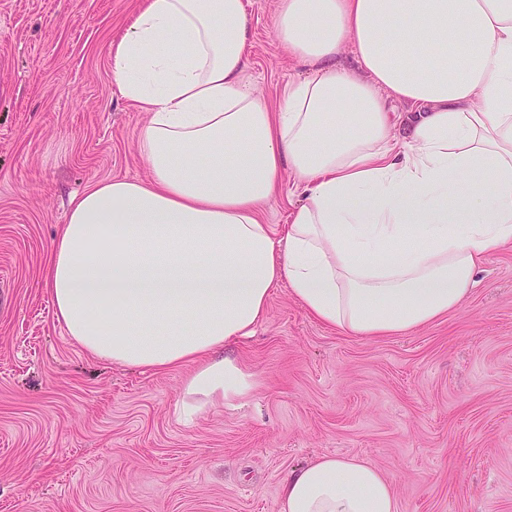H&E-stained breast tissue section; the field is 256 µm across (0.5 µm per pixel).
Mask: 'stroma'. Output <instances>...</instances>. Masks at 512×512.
<instances>
[{
    "instance_id": "obj_1",
    "label": "stroma",
    "mask_w": 512,
    "mask_h": 512,
    "mask_svg": "<svg viewBox=\"0 0 512 512\" xmlns=\"http://www.w3.org/2000/svg\"><path fill=\"white\" fill-rule=\"evenodd\" d=\"M138 0H0V512H280L278 485L321 455L391 480L399 512H512V245L459 308L407 334L357 337L273 288L224 357L243 400L178 421L186 370L88 355L43 280L72 194L147 180L146 116L112 81ZM280 0H246V79L270 108L306 69L279 48ZM290 174L260 209L282 231Z\"/></svg>"
}]
</instances>
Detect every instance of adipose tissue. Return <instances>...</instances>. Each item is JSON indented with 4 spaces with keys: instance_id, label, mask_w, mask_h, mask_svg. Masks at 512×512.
<instances>
[{
    "instance_id": "1",
    "label": "adipose tissue",
    "mask_w": 512,
    "mask_h": 512,
    "mask_svg": "<svg viewBox=\"0 0 512 512\" xmlns=\"http://www.w3.org/2000/svg\"><path fill=\"white\" fill-rule=\"evenodd\" d=\"M274 34L308 72L273 112L245 80L244 0H144L112 76L147 115L150 178L72 196L44 271L91 356L189 367L184 421L247 395L221 353L276 285L325 326L398 336L459 307L512 243V0H280ZM285 168L302 200L279 240L258 207ZM278 496L280 512H398L355 457L293 469Z\"/></svg>"
}]
</instances>
